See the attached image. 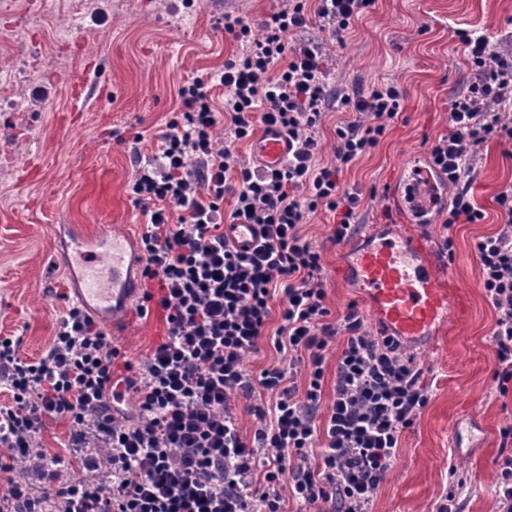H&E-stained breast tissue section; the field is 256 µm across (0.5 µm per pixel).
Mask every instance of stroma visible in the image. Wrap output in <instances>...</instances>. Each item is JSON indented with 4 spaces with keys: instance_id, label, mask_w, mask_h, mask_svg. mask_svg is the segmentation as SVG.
Wrapping results in <instances>:
<instances>
[{
    "instance_id": "35a3bbf8",
    "label": "stroma",
    "mask_w": 512,
    "mask_h": 512,
    "mask_svg": "<svg viewBox=\"0 0 512 512\" xmlns=\"http://www.w3.org/2000/svg\"><path fill=\"white\" fill-rule=\"evenodd\" d=\"M0 10V70L12 71L15 107L0 111V336L20 338V353L38 359L59 315L72 302L60 262L71 236L113 231L140 237L144 226L131 194L133 151L156 153L159 135L179 109L178 88L206 78L242 46L224 33L225 15L250 25L278 0H12ZM512 43V0H375L331 41L318 22L304 37L328 43V79L368 88L383 82L403 92L402 112L376 146L340 176L359 191L357 234L333 244V221L312 214L301 234L322 253V280L333 319L356 304L366 329H381L343 265L370 245L371 230L426 237L433 251L453 241L448 281L461 315L431 335L405 342L424 369L431 399L404 432L396 459L370 512H433L461 481L457 512H497L495 485L512 443V389L501 392L491 332L496 314L479 286L474 244L496 232L497 195L512 185V156L486 142L473 162L472 192L486 218L443 228L446 212L425 224L403 221L404 163L426 159L449 124L454 98L470 73L458 30ZM142 133L134 142V133ZM163 336L159 315L129 309L112 338L126 360L143 361Z\"/></svg>"
}]
</instances>
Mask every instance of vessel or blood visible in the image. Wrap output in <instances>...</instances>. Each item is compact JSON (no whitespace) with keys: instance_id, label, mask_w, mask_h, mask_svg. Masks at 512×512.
<instances>
[{"instance_id":"b4317fda","label":"vessel or blood","mask_w":512,"mask_h":512,"mask_svg":"<svg viewBox=\"0 0 512 512\" xmlns=\"http://www.w3.org/2000/svg\"><path fill=\"white\" fill-rule=\"evenodd\" d=\"M258 160L279 167L288 155V140L276 129H263L253 142ZM77 269L72 290L77 304L106 317H119L135 295L141 264L128 236L113 233L91 249L80 236L70 241ZM349 271L370 301L375 318L389 334L406 340L428 335L451 314L448 262L433 256L427 240H380L350 256Z\"/></svg>"}]
</instances>
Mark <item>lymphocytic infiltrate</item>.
<instances>
[{
    "label": "lymphocytic infiltrate",
    "instance_id": "lymphocytic-infiltrate-1",
    "mask_svg": "<svg viewBox=\"0 0 512 512\" xmlns=\"http://www.w3.org/2000/svg\"><path fill=\"white\" fill-rule=\"evenodd\" d=\"M372 2L282 0L256 31L225 16V33L246 44L241 60L181 85V113L157 154L133 158L131 191L145 226L137 310L160 309L164 337L145 361L125 364L134 402L118 410L120 352L86 310L68 307L34 361L20 356L19 339L0 336V474L21 463L33 476L10 482L0 512H285L289 502L298 512H368L430 396L400 341L368 334L356 305L331 322L322 256L300 227L323 207L336 218L333 243L353 236L361 197L338 176L377 144L403 94L391 84L330 85L324 43L300 33L315 19L341 38ZM458 37L474 79L428 157L453 191L448 227L484 220L470 193L473 161L488 140L512 145L502 113L512 108V53L473 30ZM345 107L360 118L337 124L336 149L323 159L322 116ZM223 123L231 137L221 144ZM261 126L288 137L279 168L246 163L236 148ZM497 204L503 226L475 253L497 312L495 377L504 388L512 383V187ZM239 224L256 225V238L238 241ZM342 330L327 405L326 353ZM266 335L279 362L250 373L244 359ZM240 410L257 416L253 435L240 431ZM50 419L66 422L69 456L41 449Z\"/></svg>",
    "mask_w": 512,
    "mask_h": 512
}]
</instances>
